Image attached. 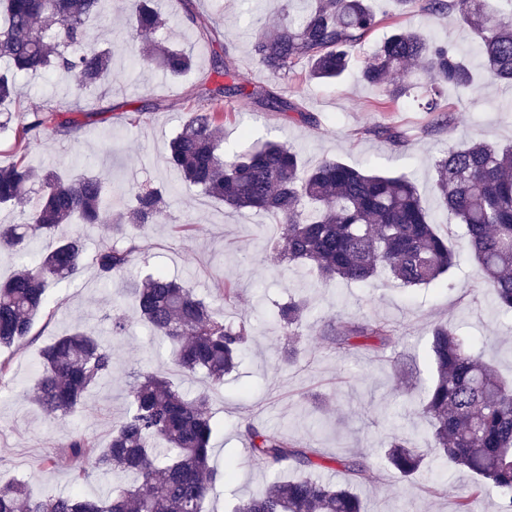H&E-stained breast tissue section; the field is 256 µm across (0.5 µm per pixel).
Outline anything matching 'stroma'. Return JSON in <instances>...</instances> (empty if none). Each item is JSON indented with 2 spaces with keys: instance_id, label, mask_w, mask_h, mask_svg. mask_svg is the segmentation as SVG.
Masks as SVG:
<instances>
[{
  "instance_id": "obj_1",
  "label": "stroma",
  "mask_w": 512,
  "mask_h": 512,
  "mask_svg": "<svg viewBox=\"0 0 512 512\" xmlns=\"http://www.w3.org/2000/svg\"><path fill=\"white\" fill-rule=\"evenodd\" d=\"M371 6L379 24L337 83L309 80L303 62L281 76L258 64L251 44L259 31L280 24L279 0H194L196 11L208 16L216 30L212 37L183 23L181 0H159L162 14L170 20L167 37L194 57L192 71L179 79L135 66L125 44L126 0H101L91 31L117 48L112 81L75 102L69 94L72 76L36 73L20 80L19 98L8 104V111L18 116L51 101L67 102L72 116L81 121L73 137L45 136L33 143L28 165L39 173L51 169L106 175L107 208L113 213L129 206L131 184L162 189L166 207L142 239L135 274L165 271L211 301L226 322L245 323L250 338L223 386H210L204 375L189 377L176 370L166 344L140 323L135 302L124 293L121 281L106 284L98 278L93 257L109 236L108 227L74 226L84 243L82 269L49 288L55 313L36 318L31 340L0 351V359L11 364L9 378L0 383V484L25 482L35 496L75 488L65 444L77 433L107 443L113 422L128 409L127 389L135 374L148 370L165 375L184 392L209 394L218 425L212 462L220 467L234 461L236 475L217 487L205 504L206 512H231L271 479L241 435L249 421L282 431L324 458L367 457L375 476L352 487L365 512H454L456 492L471 482L467 473L429 447L425 450L429 475L404 480L382 464L379 454L389 436H427L416 407L431 378L426 345L432 324L445 321L459 328L480 344L485 359L494 362L502 375L512 377V314L497 310L468 250L462 225L448 223L440 214L433 189L434 162L445 149L476 140L512 142V87L480 76L470 87L447 89L442 104L454 112L456 122L438 130L431 126L430 113L405 104L382 107L380 89L360 81L359 69L393 30L420 29L470 57L477 44L456 15L436 22L424 12L402 10L395 0H371ZM222 46L228 48L230 61L247 85L296 97L302 111L318 119L311 125L294 113L268 112L247 97L225 101L226 153L245 148L241 131L247 128L254 139L274 138L299 146L308 169L333 157L389 175L410 174L431 220L448 229L457 256L450 287L407 289L383 274L367 284L343 280L316 284L306 267L277 264L266 256L263 242L278 235L270 216L233 212L184 185L166 163L168 143L182 118L184 96L208 86L212 56ZM157 97L164 98V108L148 113L138 126L125 123L124 111ZM95 112L105 113V120H92ZM379 126L401 132V141L375 135ZM229 284L238 288L239 296L225 302L219 291ZM298 295L308 299L312 313L298 330L304 354L287 364L281 350L289 338L278 322L277 307ZM116 313L129 323L125 335L111 333ZM331 318L384 320L397 330L401 343L393 352L359 346L338 353L319 336L321 323ZM77 324L111 340L112 378L90 393L82 412L52 420L31 395L41 350Z\"/></svg>"
}]
</instances>
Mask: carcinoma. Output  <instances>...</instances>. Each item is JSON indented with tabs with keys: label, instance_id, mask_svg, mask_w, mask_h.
<instances>
[{
	"label": "carcinoma",
	"instance_id": "1",
	"mask_svg": "<svg viewBox=\"0 0 512 512\" xmlns=\"http://www.w3.org/2000/svg\"><path fill=\"white\" fill-rule=\"evenodd\" d=\"M404 10L418 8L441 18L455 14L474 35L479 64L491 79L512 84V0L509 10L492 11L484 0H396ZM100 0H0V103L12 101L18 78L38 71H65L77 76L71 96L78 99L90 87L112 77L114 49L91 42L89 22ZM283 21L261 31L253 42L258 63L279 76L300 61L311 80L332 82L347 71L353 55L377 24L368 0H310L297 18L283 8ZM185 21L207 35L208 20L188 7ZM129 41L143 43L134 52L141 69L158 68L175 78L190 71L186 51L162 38L165 21L155 0H130ZM213 72L225 79L205 96L213 107L203 109L187 99L179 131L169 142L168 162L189 186L235 211L255 210L273 215L280 226L283 248L277 260L316 271L324 283L337 279L365 283L382 270L407 288L443 283L456 265L448 237L428 219L420 195L406 175H385L325 159L303 167L290 144L266 140L224 157L223 97L246 95L268 112L316 124L296 100L256 87L246 91L234 68L216 57ZM474 68L456 49L420 30H395L360 70L362 81L379 87L383 104L409 103L438 113L439 124L452 125L454 113L440 98L450 85L464 87ZM75 119L54 121L51 109L0 120L21 152L45 135L70 136ZM35 179L19 158L0 167V204L21 205L23 221L0 224V251L24 253L43 237L55 247L33 264L0 281V347L12 348L31 336L34 319L50 310L46 290L75 276L84 263L78 237L67 231L74 224L107 223L112 238L95 255L102 281L127 273L141 253L140 232L153 224L165 203L152 187L135 186L136 204L116 214L105 210V180L99 174L64 179L54 172L42 177V192L33 207L29 186ZM435 193L446 215L464 225L467 245L503 313H512V145L475 141L450 148L435 163ZM135 298L139 320L165 339L171 363L181 372H202L214 385L224 384L248 342L242 323L227 324L212 305L193 289L158 271L126 281ZM309 314L306 301L289 299L278 308L282 328L291 333ZM321 336L335 349L353 340L393 349L399 336L387 322L329 320ZM432 383L417 407L429 427L431 447L454 466L470 473L472 483L455 495V512H472V501L494 491L499 512H512V381L505 380L482 358L479 346L447 324L430 330ZM112 344L81 327L56 337L41 351V371L35 397L49 418L66 417L82 408L86 396L112 376ZM130 408L113 425L105 448L82 434L66 443L74 482L90 471L115 468L132 471L136 483L113 487L99 497L73 491L31 498L21 483L0 484V512H204L206 500L233 475V464L220 470L211 465L213 436L209 396H189L166 377L153 372L136 375L129 389ZM243 435L253 458L276 473L285 467L306 472L321 466L316 450L281 432L244 424ZM386 464L404 479L425 467L416 441L391 437L384 448ZM330 464L341 469L349 484L333 486L308 476L274 479L260 493L240 501L233 512H363L350 484L366 479L369 465L345 457Z\"/></svg>",
	"mask_w": 512,
	"mask_h": 512
}]
</instances>
